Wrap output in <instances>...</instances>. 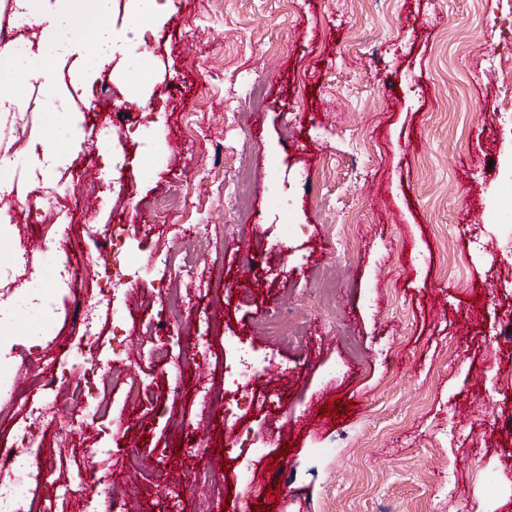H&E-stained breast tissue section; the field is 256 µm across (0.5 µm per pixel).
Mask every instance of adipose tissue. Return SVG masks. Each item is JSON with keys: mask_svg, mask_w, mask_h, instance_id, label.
<instances>
[{"mask_svg": "<svg viewBox=\"0 0 512 512\" xmlns=\"http://www.w3.org/2000/svg\"><path fill=\"white\" fill-rule=\"evenodd\" d=\"M15 6L39 29L41 63L0 74V112H10L19 106L22 91L30 80L51 86L53 62L67 56L86 29L94 32L88 49L98 65L108 64L119 51L125 55L133 77L142 76L149 66L148 55L136 49L132 28L119 30L110 24L112 0H71L65 10L51 6L47 0H15Z\"/></svg>", "mask_w": 512, "mask_h": 512, "instance_id": "1", "label": "adipose tissue"}]
</instances>
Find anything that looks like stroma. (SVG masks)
I'll list each match as a JSON object with an SVG mask.
<instances>
[{
	"label": "stroma",
	"instance_id": "1",
	"mask_svg": "<svg viewBox=\"0 0 512 512\" xmlns=\"http://www.w3.org/2000/svg\"><path fill=\"white\" fill-rule=\"evenodd\" d=\"M141 48L151 67L145 102L131 100L127 68L114 58L97 69L83 44L53 63V92L80 118V141L62 147L64 166L35 178L49 108L31 118L0 112V153H19L0 171V194L16 230L0 256L41 232H62L68 206L32 216L17 197L45 183L68 185L86 161L99 191L83 221L108 240L129 228L143 281L124 295V333L136 361L121 358L105 377L101 412L82 417L89 443L121 457V503L168 512L173 478L184 477L193 448L223 465V483L184 491L181 512H512V5L507 0H174L173 11L144 20ZM0 29L30 65L35 31L0 0ZM507 109L498 123L488 112ZM204 131L183 134L186 119ZM348 127L371 146L348 152ZM132 179L133 202L112 196L99 152L101 132ZM247 179L252 197L241 220L226 186ZM293 203L274 210L275 192ZM353 215L355 244L338 243V211ZM170 224H209L222 245L224 279L206 289L149 260L165 242L176 264L208 265L196 238L168 240ZM286 224L302 225L291 239ZM254 256L242 266L243 250ZM336 281L320 296L319 272ZM166 281L183 300L169 330L153 329L154 287ZM76 292L56 295L55 335L18 334L9 346L27 366L16 395H29L58 361L56 339L73 335ZM207 310L220 335L265 356L251 394L255 409L232 430L222 402L201 407L196 391L219 379L218 360L189 364L180 399L149 357L152 345L192 343L189 315ZM297 321L287 342L266 332L267 315ZM345 406L321 417L318 396ZM287 418L304 422L280 442ZM268 437V452L242 455L237 431ZM261 484H235L237 469Z\"/></svg>",
	"mask_w": 512,
	"mask_h": 512
}]
</instances>
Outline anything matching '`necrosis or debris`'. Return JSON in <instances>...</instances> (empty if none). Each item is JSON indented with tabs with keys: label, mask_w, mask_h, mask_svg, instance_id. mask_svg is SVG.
I'll return each mask as SVG.
<instances>
[{
	"label": "necrosis or debris",
	"mask_w": 512,
	"mask_h": 512,
	"mask_svg": "<svg viewBox=\"0 0 512 512\" xmlns=\"http://www.w3.org/2000/svg\"><path fill=\"white\" fill-rule=\"evenodd\" d=\"M127 239V226L113 225L106 260L97 266V292L93 299L80 303L75 338L60 340V361L24 402H17L14 391L15 379L24 367L11 355L0 352V418L17 412L22 415L21 422L11 429L8 446L0 448V512H54L56 499L70 495L69 485L55 478L45 448L51 438L76 436L78 417L96 410L103 375L111 369L113 358L125 352L126 336H113L112 355L108 358L101 354V342L102 314L110 309L114 290L129 292L141 283L143 265L132 258ZM96 247L94 227L85 224L78 236L66 239L44 236L37 252L14 253L0 261V301L11 305L10 311L0 313V340L14 338L21 325L28 323L43 332L53 330L58 321L55 293L71 287L94 264ZM217 345L211 336L202 335L188 357L165 346L154 349V359L168 368L172 398L182 395L185 368L190 359L209 358ZM221 345L236 351L237 361L233 367L221 369L218 385L201 391L198 401L206 406L215 398H223L224 419L235 425L259 403L258 398L249 395L248 389L263 361L241 349L236 337H225ZM74 377L79 380V388L69 405L50 398V391L66 388ZM81 454L86 463L78 467L76 477L88 487L84 498L86 512H119L120 503L112 492L111 472L89 466L91 460L104 456V449L85 447ZM37 483L52 486L54 498L36 495L33 486Z\"/></svg>",
	"instance_id": "necrosis-or-debris-1"
}]
</instances>
